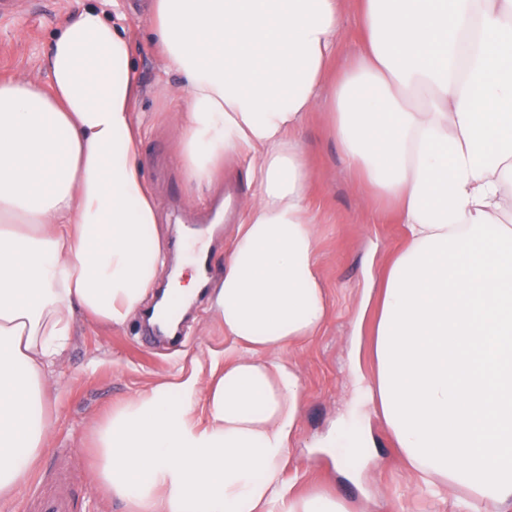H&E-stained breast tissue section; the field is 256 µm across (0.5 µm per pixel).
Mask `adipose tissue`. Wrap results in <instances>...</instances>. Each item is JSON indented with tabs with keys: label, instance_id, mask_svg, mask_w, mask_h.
I'll use <instances>...</instances> for the list:
<instances>
[{
	"label": "adipose tissue",
	"instance_id": "1",
	"mask_svg": "<svg viewBox=\"0 0 512 512\" xmlns=\"http://www.w3.org/2000/svg\"><path fill=\"white\" fill-rule=\"evenodd\" d=\"M363 48L331 73L343 0H152L143 17L185 80L176 159L210 188L244 162L247 198L210 301L235 356L208 381L136 393L95 433V482L143 512H346L282 491L301 407L282 359L331 306L311 172L296 137L327 112L349 168L397 208L375 371L361 399L414 475L486 512L512 505V0H356ZM134 43L84 0L45 79H0V504L39 466L50 374L76 316L121 328L168 255L142 171Z\"/></svg>",
	"mask_w": 512,
	"mask_h": 512
}]
</instances>
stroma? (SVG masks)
<instances>
[{"mask_svg": "<svg viewBox=\"0 0 512 512\" xmlns=\"http://www.w3.org/2000/svg\"><path fill=\"white\" fill-rule=\"evenodd\" d=\"M146 0H126L125 26L135 46L133 67L141 84L137 110L144 119V173L152 183L160 229L170 256H177L180 227L213 223L212 199L249 194L243 167L229 158L216 184L188 187L176 162L174 127L185 86L176 71H164L138 18ZM79 0H31L14 23L0 27V79L43 78L41 56L63 18ZM313 172L317 264L332 302L322 332L289 347L283 357L300 378L302 407L290 438L283 480L293 496L324 491L344 500L348 512H457L459 490L428 495L414 481L382 418L369 413L362 425L372 446L337 458L329 446L336 424L359 400L363 379L375 369L371 354L374 308H362L366 289L380 288L390 257L404 244L403 229L386 211L373 210L368 191L349 171L327 132V115L309 113L298 133ZM143 319L109 329L76 318L70 347L53 368L55 423L40 467L12 512H35L44 490L74 494L71 512H131L92 482L93 435L106 413L135 393L174 374L207 377L214 360L235 352L215 320L208 297L184 314L181 342L145 340Z\"/></svg>", "mask_w": 512, "mask_h": 512, "instance_id": "stroma-1", "label": "stroma"}]
</instances>
